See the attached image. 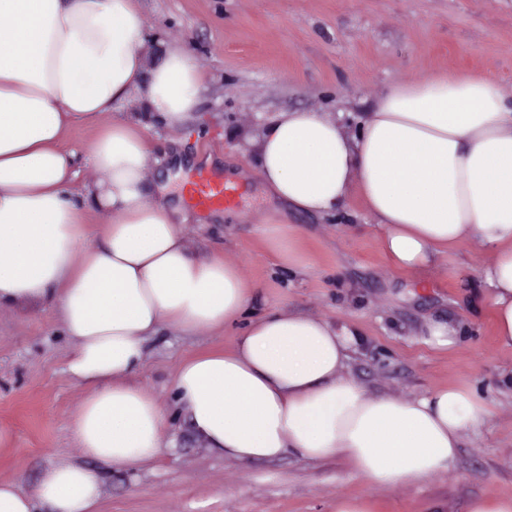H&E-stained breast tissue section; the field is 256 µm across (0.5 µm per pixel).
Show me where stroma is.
<instances>
[{
	"mask_svg": "<svg viewBox=\"0 0 512 512\" xmlns=\"http://www.w3.org/2000/svg\"><path fill=\"white\" fill-rule=\"evenodd\" d=\"M148 57L189 49L206 73L202 117L179 129L152 120L149 170L174 149L229 158L225 178L245 189L223 220L185 225L204 254L241 259L255 288L247 315L298 310L355 325L364 343L346 377L368 393L417 397L435 386L470 388L495 405L478 434L463 437L452 472L421 483L377 487L340 457L291 454L239 462L214 454L178 412L174 379L186 358L231 349L233 327L147 337L132 382L168 411L176 445L134 471L85 456L73 420L88 388L67 362L74 343L57 312L42 305L0 307V480L31 490L50 465L68 461L100 475L98 512H336L340 495L370 498L373 512H468L472 499L512 496V353L499 350L477 263L464 250L408 279L391 271L361 200L338 212L282 214L261 185L244 136L295 109L335 115L369 108L390 85L435 65L478 70L486 58L512 98V0H141ZM287 224L306 267L279 263L264 227ZM461 326L460 345L439 351L421 330L428 320Z\"/></svg>",
	"mask_w": 512,
	"mask_h": 512,
	"instance_id": "35a3bbf8",
	"label": "stroma"
}]
</instances>
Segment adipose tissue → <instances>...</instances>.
Segmentation results:
<instances>
[{"mask_svg": "<svg viewBox=\"0 0 512 512\" xmlns=\"http://www.w3.org/2000/svg\"><path fill=\"white\" fill-rule=\"evenodd\" d=\"M139 0H0V306L46 304L75 347L68 371L89 386L74 432L85 455L116 468L156 458L170 418L129 383L145 340L241 324L228 351L185 360L176 404L214 453L238 461L295 454L345 459L372 485L417 484L456 467L464 435L492 408L459 385L406 398L370 394L344 372L360 331L273 311L245 320L253 284L240 262L199 253L191 211L149 195L141 116L98 126L88 159L101 173L80 195L79 156L63 140L138 95L170 128L198 120L204 74L181 47L154 65ZM481 73L433 71L391 85L348 129L293 110L248 142L263 184L293 211L325 215L357 190L391 270L416 277L466 247L489 290L495 342L512 352V101ZM108 216L93 224L89 212ZM98 476L53 464L31 492L0 481V512H92Z\"/></svg>", "mask_w": 512, "mask_h": 512, "instance_id": "ef3b65f1", "label": "adipose tissue"}]
</instances>
